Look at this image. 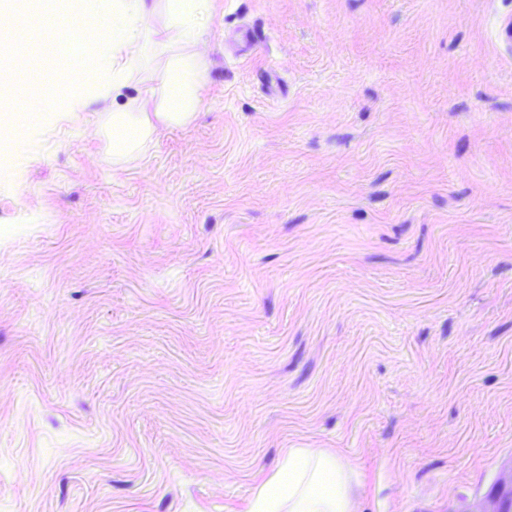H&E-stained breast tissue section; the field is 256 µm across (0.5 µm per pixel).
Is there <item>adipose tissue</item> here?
Listing matches in <instances>:
<instances>
[{
	"mask_svg": "<svg viewBox=\"0 0 512 512\" xmlns=\"http://www.w3.org/2000/svg\"><path fill=\"white\" fill-rule=\"evenodd\" d=\"M352 467L322 448H291L277 469L253 485L246 512H361Z\"/></svg>",
	"mask_w": 512,
	"mask_h": 512,
	"instance_id": "1",
	"label": "adipose tissue"
}]
</instances>
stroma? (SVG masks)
Returning a JSON list of instances; mask_svg holds the SVG:
<instances>
[{
    "label": "stroma",
    "instance_id": "obj_1",
    "mask_svg": "<svg viewBox=\"0 0 512 512\" xmlns=\"http://www.w3.org/2000/svg\"><path fill=\"white\" fill-rule=\"evenodd\" d=\"M203 103L115 169L0 141V512H242L291 448L362 512H495L512 454V0H218ZM61 86L39 36L0 67Z\"/></svg>",
    "mask_w": 512,
    "mask_h": 512
}]
</instances>
